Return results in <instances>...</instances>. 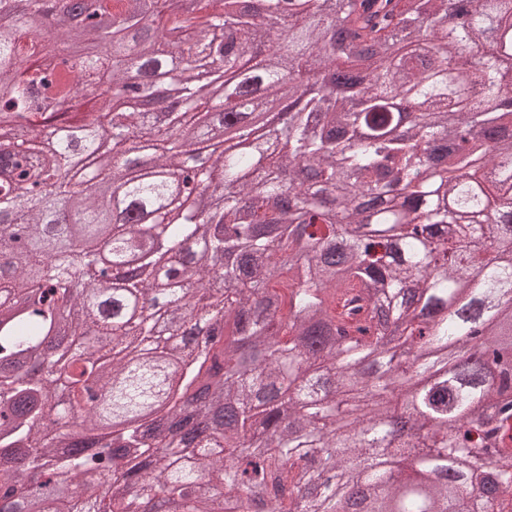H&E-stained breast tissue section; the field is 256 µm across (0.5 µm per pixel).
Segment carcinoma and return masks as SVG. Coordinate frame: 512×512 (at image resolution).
I'll return each instance as SVG.
<instances>
[{
  "label": "carcinoma",
  "instance_id": "cac0c4a2",
  "mask_svg": "<svg viewBox=\"0 0 512 512\" xmlns=\"http://www.w3.org/2000/svg\"><path fill=\"white\" fill-rule=\"evenodd\" d=\"M160 2L145 24L142 0H93L118 29L61 11L44 32L49 0H0V365L41 364L74 308L85 337L56 361L55 412L76 423L55 439L53 378L0 372V449H26L0 468V499L52 471L79 492L41 485L35 512H140L152 496L177 512H341L355 487L359 512L503 508L485 475L512 489V91L474 48L512 25V0H347L333 22L321 0ZM53 36L84 46L83 86ZM336 63L339 92L317 77ZM158 73L182 104L161 126L131 104ZM260 94L304 104L255 150L219 149L213 99L247 141ZM139 138L153 173L131 158ZM196 158L185 181L203 210L163 176ZM299 166L307 182L286 179ZM118 167L114 213L101 202ZM59 203L79 223L53 236ZM103 252L112 274L74 291ZM349 281L360 337L336 325ZM195 413L215 416L203 435ZM402 416L417 431L388 436ZM113 420L92 452L66 450ZM103 474L130 485L105 498Z\"/></svg>",
  "mask_w": 512,
  "mask_h": 512
}]
</instances>
